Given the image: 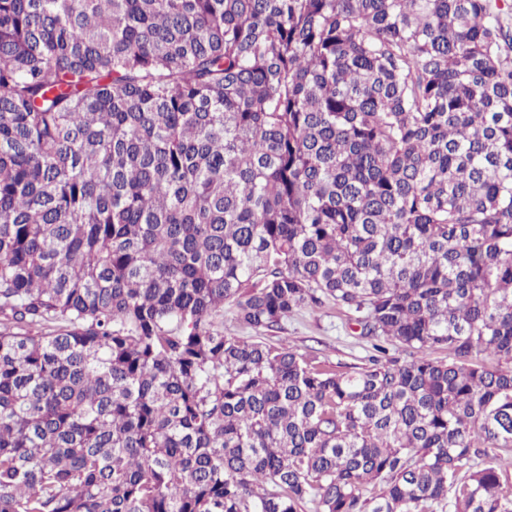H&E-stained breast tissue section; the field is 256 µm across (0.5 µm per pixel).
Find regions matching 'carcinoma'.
<instances>
[{
	"mask_svg": "<svg viewBox=\"0 0 512 512\" xmlns=\"http://www.w3.org/2000/svg\"><path fill=\"white\" fill-rule=\"evenodd\" d=\"M327 300L358 372L221 327ZM511 447L509 0H0V512H512Z\"/></svg>",
	"mask_w": 512,
	"mask_h": 512,
	"instance_id": "cac0c4a2",
	"label": "carcinoma"
}]
</instances>
